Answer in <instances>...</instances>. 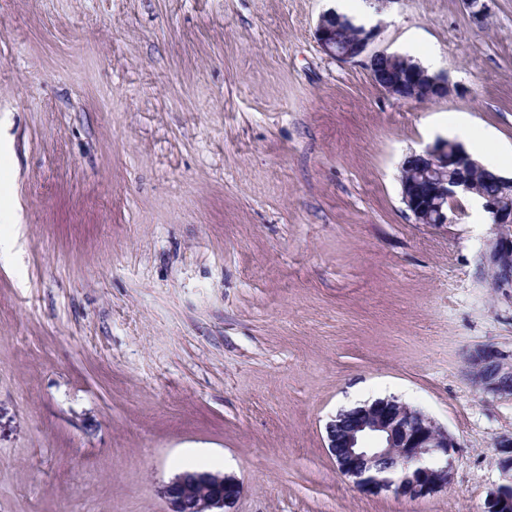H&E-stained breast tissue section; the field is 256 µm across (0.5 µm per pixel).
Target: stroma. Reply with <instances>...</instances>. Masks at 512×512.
<instances>
[{"label":"stroma","instance_id":"35a3bbf8","mask_svg":"<svg viewBox=\"0 0 512 512\" xmlns=\"http://www.w3.org/2000/svg\"><path fill=\"white\" fill-rule=\"evenodd\" d=\"M459 87L418 104L321 49L338 0H0V512H484L512 399V294L473 200L419 224L399 166L467 124L512 173V0H349ZM394 396L456 441L432 497L342 476L325 425ZM463 371L480 394L512 398V353L492 345L477 347L465 356ZM215 487L220 491H212ZM171 512H232L243 486L233 475L210 471H184L167 486Z\"/></svg>","mask_w":512,"mask_h":512}]
</instances>
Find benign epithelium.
<instances>
[{
    "mask_svg": "<svg viewBox=\"0 0 512 512\" xmlns=\"http://www.w3.org/2000/svg\"><path fill=\"white\" fill-rule=\"evenodd\" d=\"M336 11L321 15L317 37L323 51L344 64L361 63L373 82L389 96L418 103H431L458 92L445 73L429 72L418 65L414 95H405L397 68L402 56L371 45L382 31L378 23L363 29L355 41L336 38ZM478 168L481 178L499 185L503 196H487L469 176ZM413 171L417 179L401 182V196L418 224H446L444 206L462 197L477 199L501 232L484 254V266L494 274L492 287L512 291V176L478 165L459 144L448 150V140L438 139L420 152H411L400 165ZM463 371L472 388L492 396L512 398V353L492 345L470 351ZM327 449L341 474L373 494L391 493L411 501L431 497L448 487L450 456L456 442L433 417L395 398L339 412L325 427ZM497 465L508 483L491 491L484 512H512V436L494 442ZM242 483L233 475L210 471H184L174 477L167 489L171 512H226L239 499Z\"/></svg>",
    "mask_w": 512,
    "mask_h": 512,
    "instance_id": "1",
    "label": "benign epithelium"
}]
</instances>
